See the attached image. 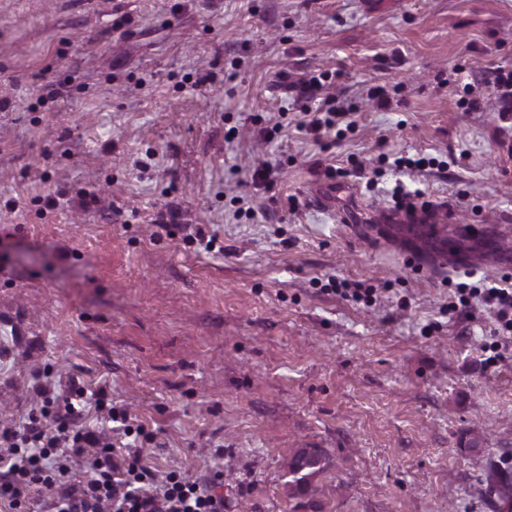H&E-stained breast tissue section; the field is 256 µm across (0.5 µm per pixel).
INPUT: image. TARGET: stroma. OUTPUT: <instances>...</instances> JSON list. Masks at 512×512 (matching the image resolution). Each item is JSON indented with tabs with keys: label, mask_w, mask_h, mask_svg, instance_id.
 <instances>
[{
	"label": "stroma",
	"mask_w": 512,
	"mask_h": 512,
	"mask_svg": "<svg viewBox=\"0 0 512 512\" xmlns=\"http://www.w3.org/2000/svg\"><path fill=\"white\" fill-rule=\"evenodd\" d=\"M500 68L512 0H0V426L36 404L33 371L73 375L152 434L159 472L219 466L224 512H500L512 334L485 306L449 317L461 271L408 261L478 222L495 236L458 251L512 278ZM323 71L355 122L338 136L298 127L291 87ZM398 182L436 235L391 217ZM298 448L330 458L302 507Z\"/></svg>",
	"instance_id": "stroma-1"
}]
</instances>
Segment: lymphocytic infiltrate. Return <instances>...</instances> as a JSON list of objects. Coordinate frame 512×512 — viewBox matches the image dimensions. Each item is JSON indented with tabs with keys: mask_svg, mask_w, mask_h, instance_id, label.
<instances>
[{
	"mask_svg": "<svg viewBox=\"0 0 512 512\" xmlns=\"http://www.w3.org/2000/svg\"><path fill=\"white\" fill-rule=\"evenodd\" d=\"M478 303L512 333V285L456 283L448 312L466 318ZM32 389L41 407L0 430V512H224L220 473L158 477L140 449L112 447L101 430L82 424L93 408L109 422H127L105 388L91 393L71 380L61 391L37 379Z\"/></svg>",
	"mask_w": 512,
	"mask_h": 512,
	"instance_id": "1",
	"label": "lymphocytic infiltrate"
}]
</instances>
